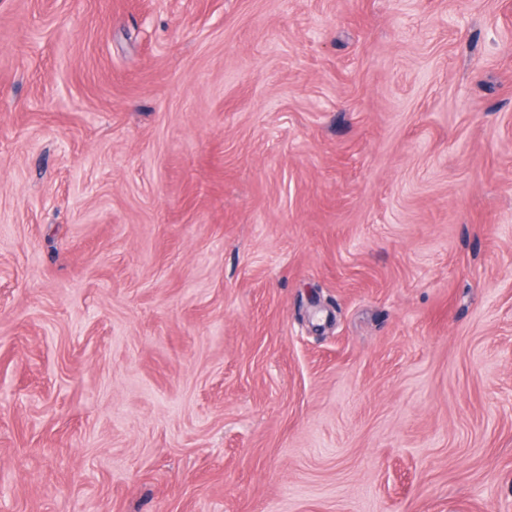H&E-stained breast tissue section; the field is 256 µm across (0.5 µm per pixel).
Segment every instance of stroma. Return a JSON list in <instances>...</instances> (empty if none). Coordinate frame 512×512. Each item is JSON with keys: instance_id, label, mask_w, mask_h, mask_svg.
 Segmentation results:
<instances>
[{"instance_id": "stroma-1", "label": "stroma", "mask_w": 512, "mask_h": 512, "mask_svg": "<svg viewBox=\"0 0 512 512\" xmlns=\"http://www.w3.org/2000/svg\"><path fill=\"white\" fill-rule=\"evenodd\" d=\"M0 512H512V0H0Z\"/></svg>"}]
</instances>
